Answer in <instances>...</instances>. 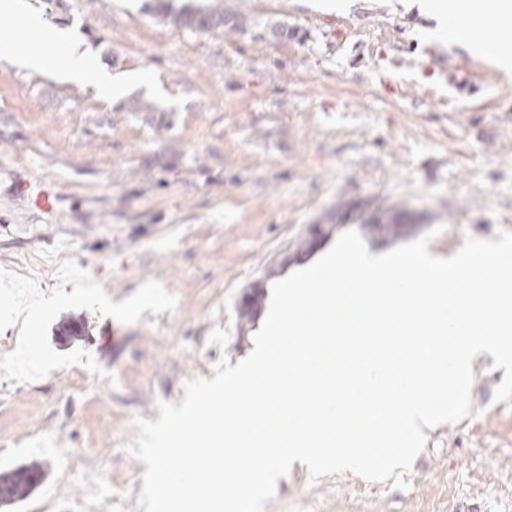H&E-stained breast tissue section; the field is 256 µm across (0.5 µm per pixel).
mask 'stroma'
<instances>
[{
  "mask_svg": "<svg viewBox=\"0 0 512 512\" xmlns=\"http://www.w3.org/2000/svg\"><path fill=\"white\" fill-rule=\"evenodd\" d=\"M113 76L106 102L0 62V471L44 481L0 512H138L137 418L181 403L220 356L253 348L267 287L358 231L372 249L430 236L457 253L512 231V75L422 47L416 13L357 0H224L242 30L192 32L143 0H31ZM152 104L130 111L133 100ZM55 194L37 209L38 191ZM408 225L393 237L392 211ZM255 296L250 319L239 309ZM78 326L62 337L61 324ZM230 329L226 348L213 327ZM41 347L36 366L23 337ZM482 363L475 417L431 432L409 490L294 464L265 512H512V400Z\"/></svg>",
  "mask_w": 512,
  "mask_h": 512,
  "instance_id": "stroma-1",
  "label": "stroma"
}]
</instances>
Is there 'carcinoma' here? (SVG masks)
Segmentation results:
<instances>
[{"label":"carcinoma","mask_w":512,"mask_h":512,"mask_svg":"<svg viewBox=\"0 0 512 512\" xmlns=\"http://www.w3.org/2000/svg\"><path fill=\"white\" fill-rule=\"evenodd\" d=\"M145 9L156 17H162L179 29L208 31L242 27L237 15L224 10V0H213L207 8L185 3L173 6L172 0H146ZM45 478V470L38 464H30L0 473V507L24 500Z\"/></svg>","instance_id":"cac0c4a2"}]
</instances>
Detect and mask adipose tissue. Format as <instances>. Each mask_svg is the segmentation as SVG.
<instances>
[{
    "label": "adipose tissue",
    "mask_w": 512,
    "mask_h": 512,
    "mask_svg": "<svg viewBox=\"0 0 512 512\" xmlns=\"http://www.w3.org/2000/svg\"><path fill=\"white\" fill-rule=\"evenodd\" d=\"M421 8L431 14L439 31L456 36L465 32V44L490 56L494 50L492 38L486 34L487 12L481 0H419ZM0 16L6 26H0V61L20 59L31 70L47 73L66 82L82 85L111 97L120 95L121 88L112 81V74L103 69L87 50L81 49L70 35L50 26L40 13L29 8L24 0H0ZM463 21V30L453 28V21ZM32 36L25 56H18L22 36Z\"/></svg>",
    "instance_id": "obj_1"
}]
</instances>
